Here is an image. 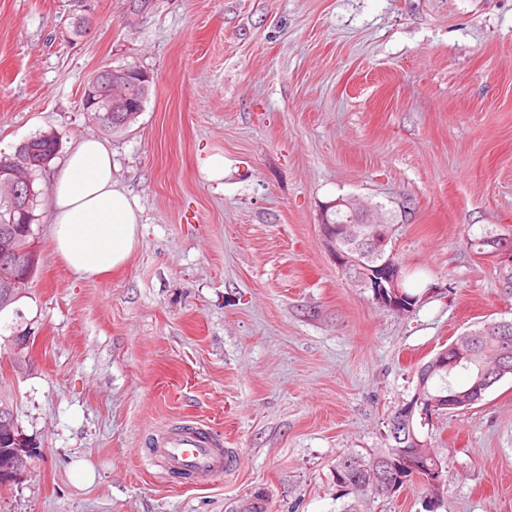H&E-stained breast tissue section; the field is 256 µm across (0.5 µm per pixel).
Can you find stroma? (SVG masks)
I'll use <instances>...</instances> for the list:
<instances>
[{
  "mask_svg": "<svg viewBox=\"0 0 512 512\" xmlns=\"http://www.w3.org/2000/svg\"><path fill=\"white\" fill-rule=\"evenodd\" d=\"M0 0V152L54 130L95 136L139 199L128 262L82 278L34 227L38 267L0 311V390L37 453L0 512H340L333 466L381 453L415 371L485 320L512 321V0ZM153 79L115 133L84 112L100 67ZM230 163L223 185L200 162ZM382 206L412 286L401 317L353 287L323 240L339 197ZM36 338L21 371L9 338ZM172 424L233 460L180 478L155 459ZM436 512H512V377L436 420ZM92 482H76L73 463Z\"/></svg>",
  "mask_w": 512,
  "mask_h": 512,
  "instance_id": "stroma-1",
  "label": "stroma"
}]
</instances>
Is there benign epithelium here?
<instances>
[{"instance_id":"obj_1","label":"benign epithelium","mask_w":512,"mask_h":512,"mask_svg":"<svg viewBox=\"0 0 512 512\" xmlns=\"http://www.w3.org/2000/svg\"><path fill=\"white\" fill-rule=\"evenodd\" d=\"M141 81V87L148 88L151 77L144 71L132 75L117 72L107 66L98 70L83 88L85 96L91 99L94 112H104L109 117L119 118L121 112L137 111L136 103L116 96V92L132 79ZM17 161L0 159V185L10 189L11 197L22 198L30 193L27 176L14 165ZM338 212L349 211V222L333 226L329 214H323L321 230L330 248L337 267L352 277L358 288L372 292L378 302L385 301L384 289L396 295L401 293L402 266L394 261V253L388 250L391 241V226L379 218L378 207L351 198L339 197L329 205ZM35 451L30 448L22 452H12L5 465L7 482L21 479L30 468Z\"/></svg>"}]
</instances>
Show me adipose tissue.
<instances>
[{"instance_id": "obj_1", "label": "adipose tissue", "mask_w": 512, "mask_h": 512, "mask_svg": "<svg viewBox=\"0 0 512 512\" xmlns=\"http://www.w3.org/2000/svg\"><path fill=\"white\" fill-rule=\"evenodd\" d=\"M55 251L75 274L95 278L124 265L141 235V208L112 172V152L98 138L71 148L47 194Z\"/></svg>"}]
</instances>
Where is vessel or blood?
<instances>
[{
	"label": "vessel or blood",
	"mask_w": 512,
	"mask_h": 512,
	"mask_svg": "<svg viewBox=\"0 0 512 512\" xmlns=\"http://www.w3.org/2000/svg\"><path fill=\"white\" fill-rule=\"evenodd\" d=\"M156 453L170 470H189L203 477L223 473L228 455L203 428L181 427L165 431L156 440Z\"/></svg>",
	"instance_id": "b4317fda"
}]
</instances>
